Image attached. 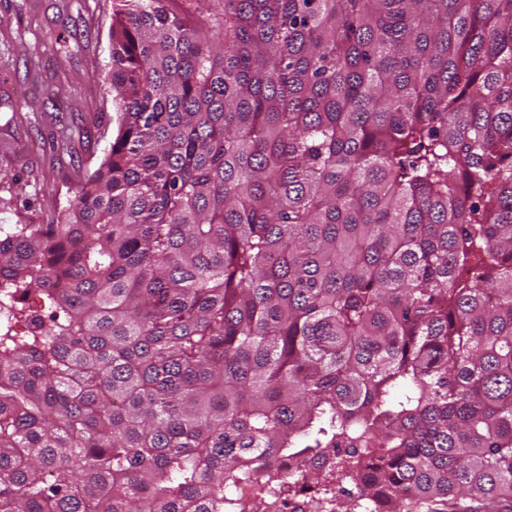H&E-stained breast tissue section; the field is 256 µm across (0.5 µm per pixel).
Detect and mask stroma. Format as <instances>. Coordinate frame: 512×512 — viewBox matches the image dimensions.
Returning <instances> with one entry per match:
<instances>
[{"instance_id": "obj_1", "label": "stroma", "mask_w": 512, "mask_h": 512, "mask_svg": "<svg viewBox=\"0 0 512 512\" xmlns=\"http://www.w3.org/2000/svg\"><path fill=\"white\" fill-rule=\"evenodd\" d=\"M114 0H0V224H48L115 128L106 64Z\"/></svg>"}]
</instances>
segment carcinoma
I'll list each match as a JSON object with an SVG mask.
<instances>
[{
    "label": "carcinoma",
    "instance_id": "obj_1",
    "mask_svg": "<svg viewBox=\"0 0 512 512\" xmlns=\"http://www.w3.org/2000/svg\"><path fill=\"white\" fill-rule=\"evenodd\" d=\"M110 37L104 158L0 225V512H231L271 457L512 512V0H119Z\"/></svg>",
    "mask_w": 512,
    "mask_h": 512
}]
</instances>
